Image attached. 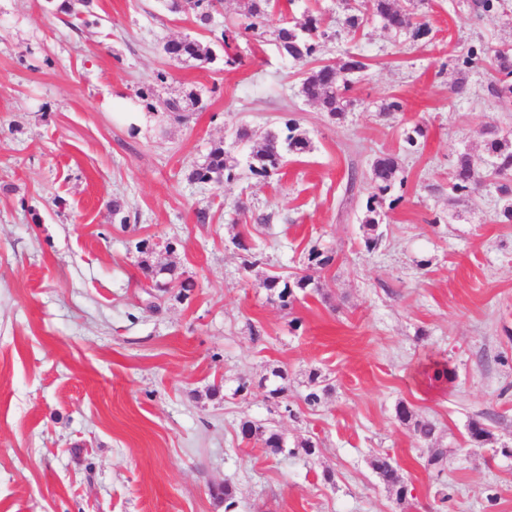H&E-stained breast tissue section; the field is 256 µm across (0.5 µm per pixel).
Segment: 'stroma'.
Returning <instances> with one entry per match:
<instances>
[{"instance_id": "obj_1", "label": "stroma", "mask_w": 512, "mask_h": 512, "mask_svg": "<svg viewBox=\"0 0 512 512\" xmlns=\"http://www.w3.org/2000/svg\"><path fill=\"white\" fill-rule=\"evenodd\" d=\"M61 2L0 0V512H224L211 490L225 483L237 512H512V224L495 219L494 187L465 200L448 188L461 152L512 137V99L488 92L487 63L460 66L512 43V0L481 17L471 0H427L421 40L372 19L300 62L249 32L232 68L173 63L163 45H217L245 0H224L206 28L164 0H93L81 16ZM348 51L369 67L334 119L300 95L301 74ZM147 86L157 106L199 103L162 118L109 107ZM388 100L402 111L380 113ZM289 120L312 149L271 177L190 179L215 142L249 153L239 127ZM386 154L404 184L369 251L367 176ZM314 247L333 257L312 271L318 291L281 309L262 280L302 271ZM147 251L194 281L188 297L149 308ZM430 358L450 381L420 375ZM276 368L288 413L263 386ZM314 369L331 391L312 408ZM401 402L435 424L442 469L396 422ZM246 418L321 451L268 455L241 439ZM475 419L492 443L466 442ZM378 456L398 461L405 502L379 482Z\"/></svg>"}]
</instances>
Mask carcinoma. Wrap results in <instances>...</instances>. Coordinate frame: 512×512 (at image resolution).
<instances>
[{"instance_id": "cac0c4a2", "label": "carcinoma", "mask_w": 512, "mask_h": 512, "mask_svg": "<svg viewBox=\"0 0 512 512\" xmlns=\"http://www.w3.org/2000/svg\"><path fill=\"white\" fill-rule=\"evenodd\" d=\"M222 0H170L169 9L179 12L183 9L193 13L195 22L203 27L210 24L212 12L220 6ZM378 18L383 27L397 35H404L412 40H418L429 34L425 21L418 18V13L410 10H400L394 7L393 0H362L358 7L346 9L341 26L347 34L356 36L363 28L366 16ZM244 16L248 20L247 30L269 28L275 36L280 52L294 60L303 61L311 58L321 50V44L332 37L328 28L313 17L303 23L286 21L280 7V0H246ZM164 52L173 62L184 59H194L201 63H211L215 60L213 50L192 39L170 40L164 45ZM491 60V72L488 79V90L496 97L512 96V44H503L496 49L470 50L462 65L467 67L480 56ZM368 68L366 59L355 52H347L340 62H324L318 67L304 73L300 82V93L309 102L316 104L321 111L332 118H340L353 106V101L346 96L351 87L350 77L364 72ZM193 94L186 97H173L164 100L166 112H187L189 106L196 105ZM236 139L252 141L246 166L248 171L258 177H268L279 170L289 156H300L310 150V140L298 132L294 125L285 124L279 130H255L246 126L238 128ZM240 167V160L224 148V142L213 144L202 163L196 165L190 178L199 182H212L218 185L232 180ZM400 167L398 158L392 155L379 157L370 171V188L363 218L364 246L367 250L377 248L382 242L378 227L382 216V208L388 192L397 182ZM492 176L496 183L499 208L496 217L503 224H512V138L493 137L485 147V155L474 156L464 152L460 154L452 172L450 189L461 197H469L481 186V176ZM333 257L317 248H312L308 254L307 269L293 273L284 279L279 276H269L262 281L261 287L277 296L281 307L288 309L293 306L297 293L307 292V289H318L315 279L308 274L313 268L323 269L330 265ZM146 278L154 282L158 291L167 293L169 289H178V295L187 296L194 288V283L188 279L175 276L174 269L160 262L150 264L143 262ZM272 376L278 379L269 390L272 398L288 397V376L278 370ZM309 393L305 396L306 404L314 406L321 402V395L330 391L323 384L321 374L310 371ZM396 418L402 425L413 428V433L423 441H430L435 435V426L425 420L416 418L415 412L405 403L396 406ZM242 438L256 440L264 445L271 455H280L288 451L287 439L283 433L274 427H265L251 419H245L239 424ZM468 442L484 445L493 439V433L487 425L479 420H472L467 426ZM371 466L380 483L393 491L398 501L407 496L398 467L393 459L382 456L374 459ZM213 495L224 502V512H233L236 505L235 488L226 483L218 487Z\"/></svg>"}]
</instances>
